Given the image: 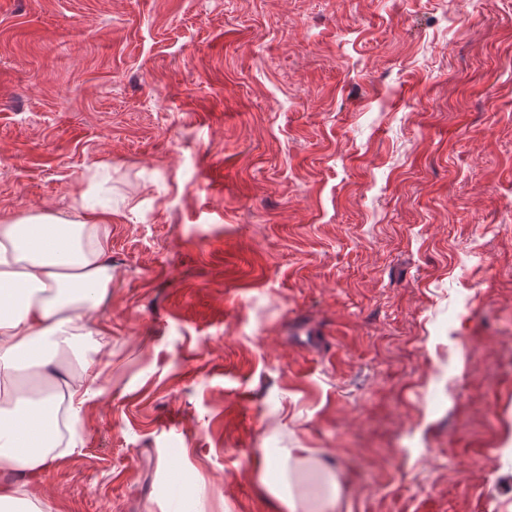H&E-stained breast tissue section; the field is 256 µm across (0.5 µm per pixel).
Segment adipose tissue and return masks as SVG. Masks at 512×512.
I'll use <instances>...</instances> for the list:
<instances>
[{"label": "adipose tissue", "instance_id": "obj_1", "mask_svg": "<svg viewBox=\"0 0 512 512\" xmlns=\"http://www.w3.org/2000/svg\"><path fill=\"white\" fill-rule=\"evenodd\" d=\"M112 214L29 213L0 220V512H52L35 496L56 456L58 395L34 400L16 370L45 372L52 355L77 337L98 336L100 305L112 286Z\"/></svg>", "mask_w": 512, "mask_h": 512}]
</instances>
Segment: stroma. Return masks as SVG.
<instances>
[{
	"mask_svg": "<svg viewBox=\"0 0 512 512\" xmlns=\"http://www.w3.org/2000/svg\"><path fill=\"white\" fill-rule=\"evenodd\" d=\"M85 203L53 512H512V0H0V218ZM97 362L84 361L81 366V373L65 381L66 396L69 403L70 420L73 422L79 419L81 405L84 403L87 395L100 378L102 371L98 369ZM263 457H264V468L263 475L261 477V482L273 493L278 494L280 491V487L287 483L289 484V491L287 496L280 497L283 506L287 509V512H322L323 510H316V506L318 503L323 501H328L330 504H334L336 502V498L338 496V484L336 479L332 476L329 477L328 480V488L325 490V493L321 497H316L309 502L306 498L300 497L297 498L293 495L290 490V483L287 475L284 472H280L279 479L276 482H271L267 478V471L271 468H278V463L276 457L270 452L268 448H264Z\"/></svg>",
	"mask_w": 512,
	"mask_h": 512,
	"instance_id": "stroma-1",
	"label": "stroma"
}]
</instances>
